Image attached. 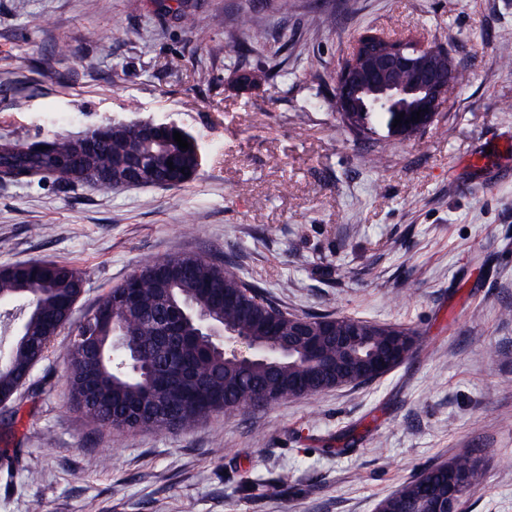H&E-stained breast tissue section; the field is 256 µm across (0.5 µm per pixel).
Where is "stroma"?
<instances>
[{"label":"stroma","instance_id":"stroma-1","mask_svg":"<svg viewBox=\"0 0 512 512\" xmlns=\"http://www.w3.org/2000/svg\"><path fill=\"white\" fill-rule=\"evenodd\" d=\"M278 3L0 0V137L151 117L207 157L174 188L0 185V266L80 271L79 320L145 262L224 255L285 311L413 328V357L369 384L131 433L70 405L61 331L0 405V512H376L465 450L484 479L461 512H512V0ZM367 30L446 40L461 80L425 133L368 142L329 104ZM249 69L274 76L241 85Z\"/></svg>","mask_w":512,"mask_h":512}]
</instances>
